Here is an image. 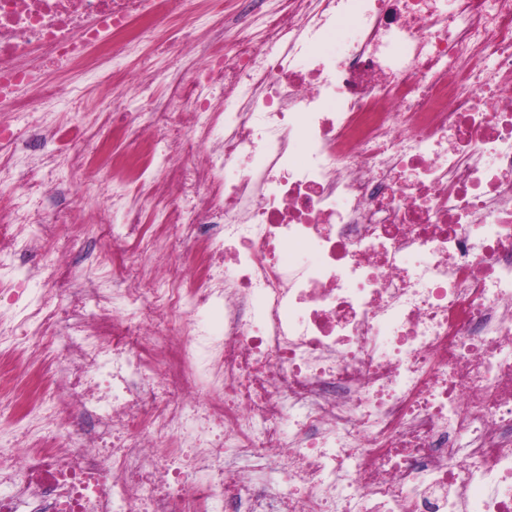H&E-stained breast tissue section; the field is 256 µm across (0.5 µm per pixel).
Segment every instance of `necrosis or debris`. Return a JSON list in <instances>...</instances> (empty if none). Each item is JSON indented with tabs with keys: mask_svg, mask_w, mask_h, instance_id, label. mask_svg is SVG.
Here are the masks:
<instances>
[{
	"mask_svg": "<svg viewBox=\"0 0 512 512\" xmlns=\"http://www.w3.org/2000/svg\"><path fill=\"white\" fill-rule=\"evenodd\" d=\"M208 2L0 0V105L31 135H85L48 74L112 97L111 139L0 180L43 199L66 165L148 257L108 284L62 258L92 320L23 303L0 336L1 378L63 360L25 371L0 512H512V0ZM147 45L190 66L161 102ZM42 222L13 206L0 248Z\"/></svg>",
	"mask_w": 512,
	"mask_h": 512,
	"instance_id": "necrosis-or-debris-1",
	"label": "necrosis or debris"
}]
</instances>
